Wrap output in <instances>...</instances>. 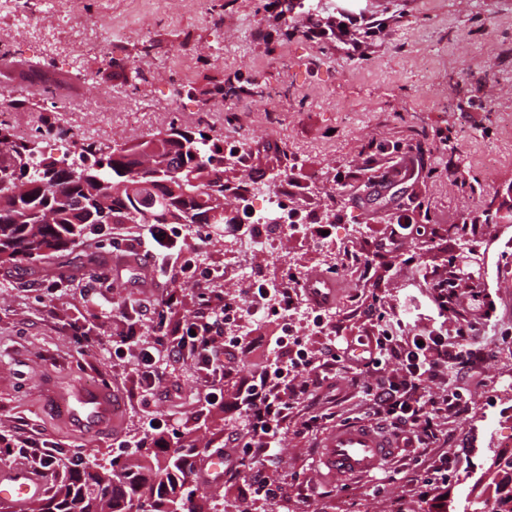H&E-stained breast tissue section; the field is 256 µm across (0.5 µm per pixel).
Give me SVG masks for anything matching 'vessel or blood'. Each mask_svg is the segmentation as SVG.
Instances as JSON below:
<instances>
[{
	"label": "vessel or blood",
	"mask_w": 512,
	"mask_h": 512,
	"mask_svg": "<svg viewBox=\"0 0 512 512\" xmlns=\"http://www.w3.org/2000/svg\"><path fill=\"white\" fill-rule=\"evenodd\" d=\"M306 292L313 302L328 307L339 298L340 286L336 280L311 274L305 280ZM65 420L75 429L95 434L115 424L116 402L110 389L74 377L69 387L54 400ZM397 448L389 434L365 425H350L336 430L326 440L322 461L331 474L346 477L380 467ZM201 478L210 485L224 480V459L208 456L200 470ZM46 481L42 470L10 468L0 471V501L12 503L17 512H23L30 502L42 497Z\"/></svg>",
	"instance_id": "obj_1"
}]
</instances>
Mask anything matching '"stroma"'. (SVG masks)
<instances>
[{"mask_svg":"<svg viewBox=\"0 0 512 512\" xmlns=\"http://www.w3.org/2000/svg\"><path fill=\"white\" fill-rule=\"evenodd\" d=\"M283 9L284 25L277 19ZM346 17L353 20L346 30L311 37L317 22ZM262 27L267 37L259 36ZM0 31L13 35L12 54L0 62V92L13 103L9 120L28 128L49 155L62 157L66 148L48 133L51 124L76 140L105 144L147 140L176 125L240 143L245 160L225 167V185L252 192L293 181L295 207L312 226H331L332 235L291 236L280 244L289 266L304 274L336 268L341 297L326 313L354 346L350 365L337 367L329 381L332 412L366 419L355 382L365 373L363 345L376 336L363 314L373 296L402 300L407 320L433 324L422 269L455 265L461 290L495 301L492 328L512 325V0H321L312 12L305 0H94L91 11L78 12L68 36L84 45L89 34H102L109 46L84 45L77 63L32 33L13 34L2 12ZM138 72L145 82L135 83ZM44 87L69 111H38L33 92ZM107 91L111 111H96ZM409 149L423 158L418 175L370 187L363 154L374 153L386 167ZM490 208L500 218L483 222ZM399 213L424 233L408 234L401 251L379 250ZM210 232L204 244L186 233L185 253L224 267L242 232L222 224ZM108 242L89 234L75 253L0 265V430L63 457L81 452L104 467L120 453L116 441L138 438L147 419L222 449L238 419L223 405L200 406L193 362L170 366L147 407L139 377L111 346L132 329L150 335L140 300L177 289L178 302L165 312L175 326L201 307L198 293L189 283L156 276L139 243L124 246L133 260L128 267ZM349 251L364 252L367 265L346 264ZM85 256L107 259L111 287L86 290ZM122 302L125 315H112ZM78 326L88 341L75 337ZM77 373L116 391L124 410L113 431L74 432L49 406V394ZM440 385L469 401L466 414L449 416L447 445L405 443L367 476H328L316 463L323 432L304 435L289 426L279 458L267 468L287 484L288 512H391L396 503L405 512H436L422 497L427 483L440 486L456 512L491 498L477 479L512 435V344L490 348L475 367L449 370ZM441 456L451 472L436 468ZM418 457L427 465L415 478L410 468ZM251 494L244 479L225 475L206 512H232L247 498L251 512H278Z\"/></svg>","mask_w":512,"mask_h":512,"instance_id":"obj_1","label":"stroma"}]
</instances>
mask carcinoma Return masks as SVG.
Returning <instances> with one entry per match:
<instances>
[{
  "label": "carcinoma",
  "instance_id": "1",
  "mask_svg": "<svg viewBox=\"0 0 512 512\" xmlns=\"http://www.w3.org/2000/svg\"><path fill=\"white\" fill-rule=\"evenodd\" d=\"M189 144L176 152L166 168L160 153L147 149L149 142L113 141L104 152L93 141H83V153L91 160V173L101 183L96 201L91 202L82 183L73 178L74 168L63 157L48 168L35 164L30 174L17 182L0 186V264L36 262L53 253L77 246L87 230L101 229L115 212H125L132 224H158L165 212V197L155 195L141 201L112 195L123 180L138 176L147 180L179 178L188 195L180 202L185 223L194 224L202 214L200 200L217 192L224 194V171L209 169L218 143L202 132L178 130ZM25 141L15 137L11 127L0 120V174L14 156H22ZM158 455L155 448L135 449L133 458L121 466L99 467L74 460L54 467L60 477L59 490L44 499L32 512H200L194 492L177 494L174 480L183 473L182 455L177 449L165 453L157 463L158 474L149 479L141 463Z\"/></svg>",
  "mask_w": 512,
  "mask_h": 512
}]
</instances>
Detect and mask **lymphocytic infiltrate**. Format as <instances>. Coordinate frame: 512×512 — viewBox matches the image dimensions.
<instances>
[{
    "instance_id": "lymphocytic-infiltrate-1",
    "label": "lymphocytic infiltrate",
    "mask_w": 512,
    "mask_h": 512,
    "mask_svg": "<svg viewBox=\"0 0 512 512\" xmlns=\"http://www.w3.org/2000/svg\"><path fill=\"white\" fill-rule=\"evenodd\" d=\"M142 245L148 259L156 262L160 272L179 265L182 277L193 280L202 308L180 327L172 329L164 317H157L152 329L154 340L121 336L115 341L118 355L130 356L141 368L146 386L144 397H151L164 375L167 357L186 356L196 361L204 373L206 385L200 402L218 404L224 384L232 378L238 364L236 353L251 352L246 335L225 337L224 312L250 298L249 316L277 317L280 311L297 309L303 302L302 276L293 273L284 283L273 288L238 287L215 292L211 283L217 271H206L196 277L197 262L185 257L178 245L179 230L165 224H152ZM432 286L439 318L452 323L453 336H445L438 328H416L406 321L394 306L373 301L368 314L378 331L375 345L368 350L367 362L374 372L366 376L361 389L367 398L368 412L382 419L393 432L408 435L422 447L437 444L447 413H463L466 401L460 394L450 393L434 385L440 375L454 367H470L477 359L471 347L482 322L496 312L494 301L481 293L448 291V279L442 271L425 273ZM304 336L270 337L262 369L241 382L233 397V407L241 419L234 446L224 454L226 470L243 476L257 495L280 504L281 484L266 476L265 466L276 460L282 432L290 420H298L301 431H311L321 415L295 418L298 406L312 403L319 388L321 373L327 361L307 349Z\"/></svg>"
}]
</instances>
